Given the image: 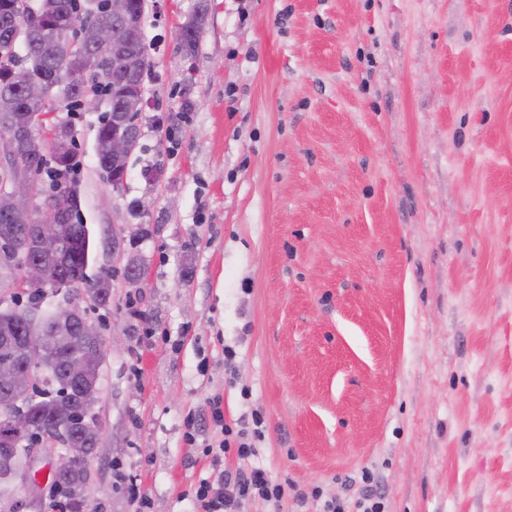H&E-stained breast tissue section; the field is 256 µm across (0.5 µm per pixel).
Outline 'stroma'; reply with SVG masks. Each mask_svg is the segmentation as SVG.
<instances>
[{
    "instance_id": "obj_1",
    "label": "stroma",
    "mask_w": 512,
    "mask_h": 512,
    "mask_svg": "<svg viewBox=\"0 0 512 512\" xmlns=\"http://www.w3.org/2000/svg\"><path fill=\"white\" fill-rule=\"evenodd\" d=\"M196 3L146 2L120 186L105 98L71 120L112 274L107 307L69 292L113 343L89 512H192L237 464L202 453L215 396L263 416L273 480L352 502L368 470L385 512H512V0H209L187 56ZM209 0H198L194 13L181 26L178 47L186 55L195 54L202 35L209 10Z\"/></svg>"
}]
</instances>
